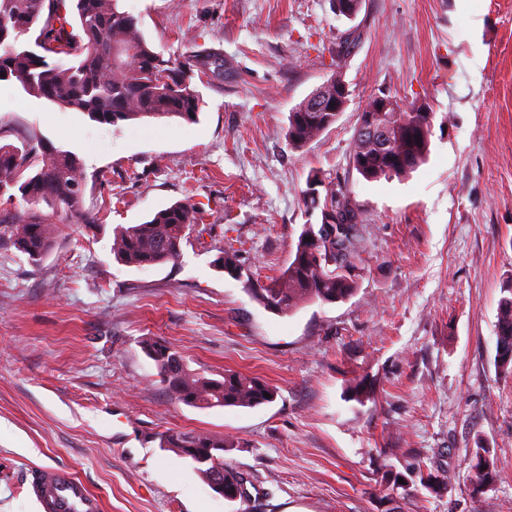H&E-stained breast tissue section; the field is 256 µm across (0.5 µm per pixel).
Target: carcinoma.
I'll list each match as a JSON object with an SVG mask.
<instances>
[{
    "label": "carcinoma",
    "instance_id": "obj_1",
    "mask_svg": "<svg viewBox=\"0 0 512 512\" xmlns=\"http://www.w3.org/2000/svg\"><path fill=\"white\" fill-rule=\"evenodd\" d=\"M74 2L72 16L65 0H0V83H18L28 95L82 112L100 124L197 120L202 98L196 81L224 77L221 54L204 50L166 59L149 46L138 19L120 10L118 0ZM338 117L337 112H311L305 103L298 104L288 115V146L304 149ZM431 123L428 113L408 105L392 120L388 147L354 135L350 168L368 182L410 176L427 160ZM86 185L83 163L71 151L51 147L35 134L19 146L0 143V246L9 245L37 262L54 249L57 225L97 222L83 206ZM314 185L324 193L303 191V204L332 221L302 225L294 255L278 278L267 284L247 280L254 300L269 312L287 314L311 301L343 302L356 291L358 225L365 214L352 204L347 185L327 184L316 174L307 181V186ZM18 198L23 201L20 209L15 206ZM195 220L189 201L175 202L142 224L115 226L110 250L129 267L175 265ZM214 264L232 277L242 276L234 253L222 252ZM496 337V364L512 375V280L498 301ZM143 349L165 388L188 406L254 408L276 399V389L258 376L226 370L220 378L209 377L190 369L160 340H144ZM160 447L193 463L207 483L224 479V500L249 498L248 478L224 464V452L234 447L224 436L168 434L161 437ZM472 454L469 480L479 490L494 480L496 466L485 446L477 445ZM420 481L437 496L448 490L446 476L429 474Z\"/></svg>",
    "mask_w": 512,
    "mask_h": 512
}]
</instances>
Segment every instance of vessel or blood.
Masks as SVG:
<instances>
[{"label": "vessel or blood", "instance_id": "obj_1", "mask_svg": "<svg viewBox=\"0 0 512 512\" xmlns=\"http://www.w3.org/2000/svg\"><path fill=\"white\" fill-rule=\"evenodd\" d=\"M30 493L38 512H103L101 498L89 491L71 471L41 470L32 473Z\"/></svg>", "mask_w": 512, "mask_h": 512}]
</instances>
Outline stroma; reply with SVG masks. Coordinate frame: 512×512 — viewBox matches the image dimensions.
Instances as JSON below:
<instances>
[{
    "instance_id": "1",
    "label": "stroma",
    "mask_w": 512,
    "mask_h": 512,
    "mask_svg": "<svg viewBox=\"0 0 512 512\" xmlns=\"http://www.w3.org/2000/svg\"><path fill=\"white\" fill-rule=\"evenodd\" d=\"M155 51L220 52L199 120L106 125L0 85L10 142L30 134L78 155L94 224H62L39 263L0 247V512H37V468H65L105 512H512V378L495 366L500 290L512 279V0H119ZM359 40L337 57L349 31ZM350 91L302 151L288 115L335 72ZM435 114L427 162L403 181L349 167L357 113L377 94ZM347 182L365 215L357 290L287 315L213 265L236 252L279 277L306 213L308 177ZM189 200L198 222L178 264L137 269L110 251L116 225ZM190 369L258 376L274 402L199 409L160 381L142 341ZM364 382L371 400L349 398ZM233 440L252 482L228 502L160 435ZM495 482L474 490L470 453ZM449 478L435 496L418 471ZM403 478L402 487L391 484ZM474 463L469 470V480L474 489L479 490L496 477L495 461L491 458V451L489 448L481 444H477V448L472 450Z\"/></svg>"
}]
</instances>
